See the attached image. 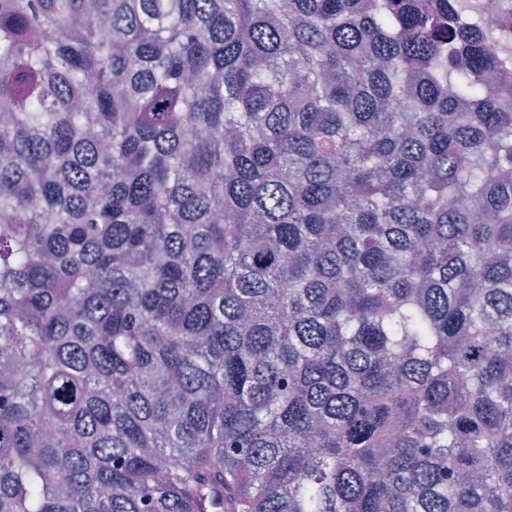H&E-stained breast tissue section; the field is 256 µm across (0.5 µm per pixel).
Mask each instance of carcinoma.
<instances>
[{"label": "carcinoma", "mask_w": 512, "mask_h": 512, "mask_svg": "<svg viewBox=\"0 0 512 512\" xmlns=\"http://www.w3.org/2000/svg\"><path fill=\"white\" fill-rule=\"evenodd\" d=\"M0 0V512H512V0Z\"/></svg>", "instance_id": "carcinoma-1"}]
</instances>
